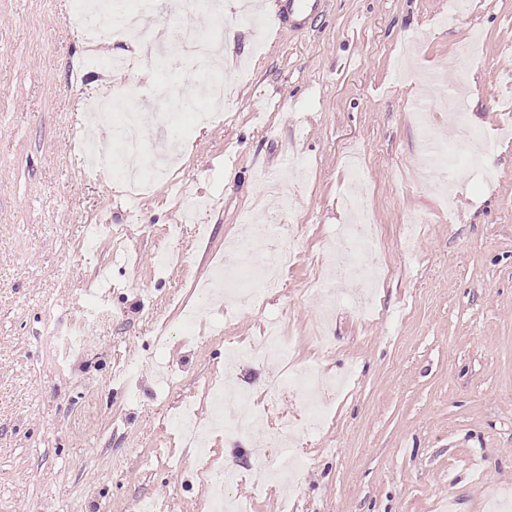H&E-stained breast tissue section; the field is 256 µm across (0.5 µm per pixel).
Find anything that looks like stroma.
<instances>
[{
    "label": "stroma",
    "instance_id": "obj_1",
    "mask_svg": "<svg viewBox=\"0 0 512 512\" xmlns=\"http://www.w3.org/2000/svg\"><path fill=\"white\" fill-rule=\"evenodd\" d=\"M264 33L240 18L198 13L202 34L223 39L233 97L223 121L194 112L160 126L156 101L186 67L116 75L88 63L84 39L58 0H0V512H205V488L182 457L176 428L186 397L212 414L208 382L225 345L257 343L280 320L296 368L345 378L328 397L333 424L302 432L305 465L292 498L251 475L271 466L263 431L211 436L242 477L234 495L254 512H485L512 488V0H473L455 27L433 20L448 0H323L311 29L275 22ZM480 35L467 76L457 44ZM129 89L149 142L179 157L171 179L130 197L118 176H80L73 140L85 131L82 100ZM464 92L468 123L490 149L486 179L461 172L454 210L415 160L430 114L441 136L457 124L435 101ZM381 233L366 259L384 275L367 284L318 263L346 223L348 162ZM418 214L429 226L403 240ZM301 229L300 256L261 310L200 297L244 226L269 219ZM110 225L87 248V227ZM170 249L175 265L159 269ZM337 297L313 340L323 292ZM373 296L372 317L350 296ZM109 321L98 322L101 309ZM85 330L87 347L57 361L51 331ZM172 368L161 387L157 367Z\"/></svg>",
    "mask_w": 512,
    "mask_h": 512
}]
</instances>
